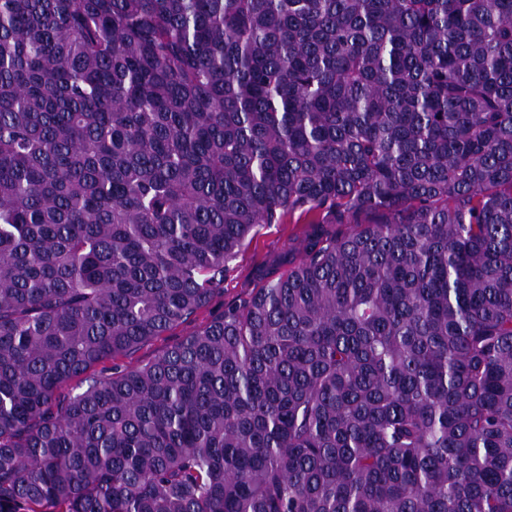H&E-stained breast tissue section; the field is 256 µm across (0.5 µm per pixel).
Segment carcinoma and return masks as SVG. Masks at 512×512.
<instances>
[{"label":"carcinoma","mask_w":512,"mask_h":512,"mask_svg":"<svg viewBox=\"0 0 512 512\" xmlns=\"http://www.w3.org/2000/svg\"><path fill=\"white\" fill-rule=\"evenodd\" d=\"M0 512H512V0H0ZM299 224H266L258 227L257 233L247 247L231 264L224 280V296L216 298L210 313L224 309V303L247 296L253 288V271L261 265L268 252L288 244V237L299 230ZM208 312H204L200 314L195 321V323L184 325L179 327L177 330L173 332L172 335L166 334L164 336H159L154 339L149 344L145 345L141 350H139L132 358H124L118 361L120 364L124 365H134L136 363L146 362L152 357H154L159 352L165 350L168 346L173 344L175 341L179 340L186 334L194 331L200 325L206 323L208 318Z\"/></svg>","instance_id":"1"}]
</instances>
